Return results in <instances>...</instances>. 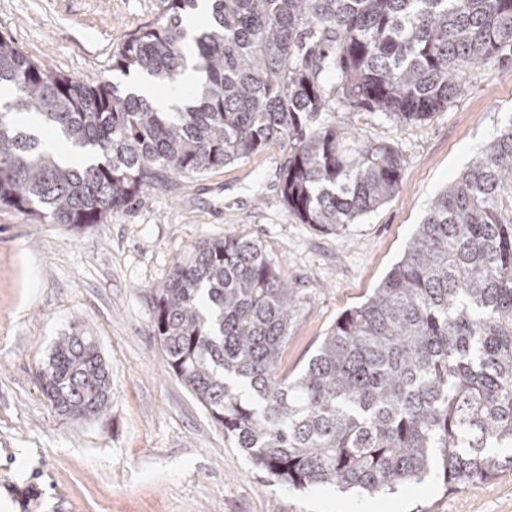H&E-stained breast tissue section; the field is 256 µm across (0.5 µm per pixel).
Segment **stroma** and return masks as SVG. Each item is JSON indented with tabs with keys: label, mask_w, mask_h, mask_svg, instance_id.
I'll return each instance as SVG.
<instances>
[{
	"label": "stroma",
	"mask_w": 512,
	"mask_h": 512,
	"mask_svg": "<svg viewBox=\"0 0 512 512\" xmlns=\"http://www.w3.org/2000/svg\"><path fill=\"white\" fill-rule=\"evenodd\" d=\"M168 0H0V34L31 58L119 94L120 44L157 26ZM512 118V58L475 71L444 110L398 124L347 121L392 143L399 192L340 233L300 223L278 201L288 157L277 142L203 178L141 193L80 231L0 207V512H512V468L447 488L439 474L394 493L304 491L268 480L177 380L153 334L154 290L204 240L258 243L293 288L279 374L307 366L332 324L372 295L433 199ZM86 330L109 369L97 419L61 415L41 381L60 337Z\"/></svg>",
	"instance_id": "1"
}]
</instances>
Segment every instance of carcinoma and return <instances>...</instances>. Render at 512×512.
<instances>
[{
	"instance_id": "1",
	"label": "carcinoma",
	"mask_w": 512,
	"mask_h": 512,
	"mask_svg": "<svg viewBox=\"0 0 512 512\" xmlns=\"http://www.w3.org/2000/svg\"><path fill=\"white\" fill-rule=\"evenodd\" d=\"M122 43L113 68L173 86L186 68L183 14ZM194 38L191 101L168 110L109 83L58 74L0 35L6 108L97 154L77 169L0 113V206L82 230L159 189L277 141L279 202L341 232L399 189L403 159L322 112L419 123L467 76L512 52V0H210ZM169 367L273 482L379 493L484 482L512 456V120L432 201L373 295L345 311L294 379L277 373L295 297L254 241L200 242L155 296ZM62 414L98 417L109 372L92 336L62 338L42 372Z\"/></svg>"
}]
</instances>
